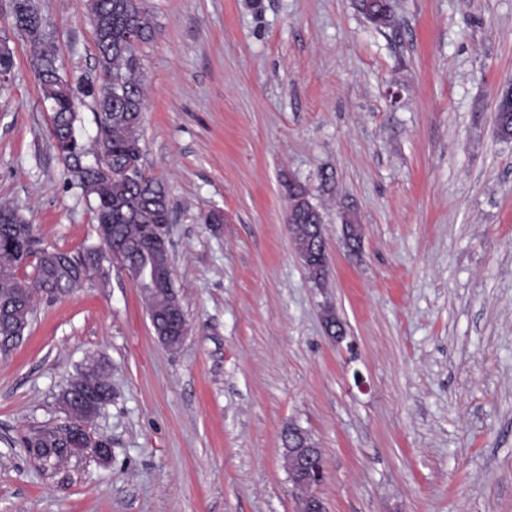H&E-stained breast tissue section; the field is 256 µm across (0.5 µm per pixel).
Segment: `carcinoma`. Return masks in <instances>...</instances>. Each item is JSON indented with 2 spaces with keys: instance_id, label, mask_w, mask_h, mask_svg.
Instances as JSON below:
<instances>
[{
  "instance_id": "obj_1",
  "label": "carcinoma",
  "mask_w": 512,
  "mask_h": 512,
  "mask_svg": "<svg viewBox=\"0 0 512 512\" xmlns=\"http://www.w3.org/2000/svg\"><path fill=\"white\" fill-rule=\"evenodd\" d=\"M22 19L16 32L28 45L40 70L39 81L47 101L55 104L50 116L54 148L66 164L71 178L87 197L93 198L97 220L110 225L109 243L87 246L78 251H64L43 243L20 209L0 205V302H8L17 315L0 319V337L20 336L27 327L39 296L65 294L79 287L76 273L82 267L97 271L105 261L120 257L126 266L146 263L152 254L129 253L125 245L145 239L155 224L170 223L165 203L168 192L164 183L146 174L141 147V121L144 110L141 63L135 52L138 44L151 40L155 26L143 0H89L93 23L112 17V28L97 42L99 52L97 81L84 84L82 93L93 99L102 150L98 168H81L79 160L86 156L84 144L70 137L77 121V105L70 82L62 73L60 51L35 0H20ZM361 9L375 24L383 26L392 20L391 0H361ZM15 48L0 41V71L13 70ZM495 128L502 140L512 139V102H497ZM291 207L288 223L295 225L297 238L304 241L316 235L322 216L301 188L289 189ZM33 268V277L20 275V270ZM147 311L164 313L171 302L181 303L176 289H163L142 295ZM94 376L90 392L92 401L77 404L66 389L58 395L75 419L89 424L95 412L112 400L105 369L92 365ZM29 453L43 466H57L88 452L91 440L87 434L64 437L58 427L36 431L28 440Z\"/></svg>"
}]
</instances>
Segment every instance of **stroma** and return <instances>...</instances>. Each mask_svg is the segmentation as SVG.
Listing matches in <instances>:
<instances>
[{
	"mask_svg": "<svg viewBox=\"0 0 512 512\" xmlns=\"http://www.w3.org/2000/svg\"><path fill=\"white\" fill-rule=\"evenodd\" d=\"M38 4L64 74L96 77L87 0ZM392 4L380 26L358 0H145L144 166L168 190L188 335L158 342L117 260L40 300L0 354V512H299L292 425L323 452L327 512H512V140L494 125L512 0ZM292 185L323 214L322 285L288 232ZM1 201L45 244L99 241L23 49L0 92ZM93 360L112 460L42 468L18 439L64 420L57 396Z\"/></svg>",
	"mask_w": 512,
	"mask_h": 512,
	"instance_id": "stroma-1",
	"label": "stroma"
}]
</instances>
